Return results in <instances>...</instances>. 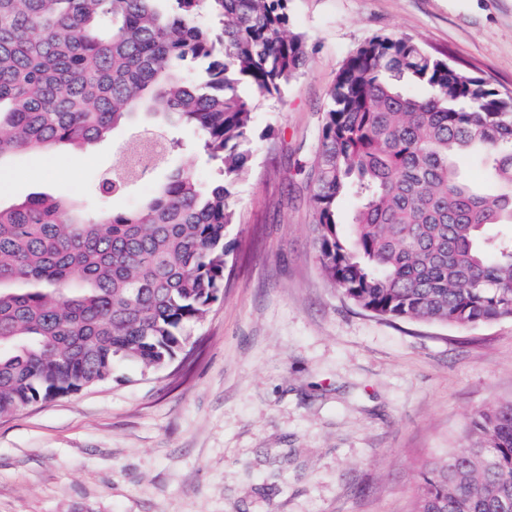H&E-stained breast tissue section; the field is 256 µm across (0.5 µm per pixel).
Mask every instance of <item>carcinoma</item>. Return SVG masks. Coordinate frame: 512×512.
<instances>
[{
  "label": "carcinoma",
  "instance_id": "1",
  "mask_svg": "<svg viewBox=\"0 0 512 512\" xmlns=\"http://www.w3.org/2000/svg\"><path fill=\"white\" fill-rule=\"evenodd\" d=\"M289 2L0 0V162L133 127L140 149L113 176L133 185L151 128L188 125L222 172L204 184L172 168L132 208L0 203V416L110 381L118 358L153 372L187 347L224 288L254 98L281 97L308 61ZM465 154L488 190L462 180ZM308 179L322 271L353 304L456 326L512 319V237L485 236L512 226L511 89L409 36L373 35L336 75ZM415 512H512V399L472 414Z\"/></svg>",
  "mask_w": 512,
  "mask_h": 512
}]
</instances>
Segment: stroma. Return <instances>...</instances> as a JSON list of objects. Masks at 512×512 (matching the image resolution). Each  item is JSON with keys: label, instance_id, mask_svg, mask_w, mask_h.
Masks as SVG:
<instances>
[{"label": "stroma", "instance_id": "obj_1", "mask_svg": "<svg viewBox=\"0 0 512 512\" xmlns=\"http://www.w3.org/2000/svg\"><path fill=\"white\" fill-rule=\"evenodd\" d=\"M310 59L253 112L232 187V273L190 355L0 418V512H414L424 472L479 408L512 398V320L459 327L389 320L349 301L313 246L307 170L336 73L375 34L512 89V0H291ZM180 140L172 167L216 165ZM0 162V200L36 192L127 207L150 181L105 192L128 143Z\"/></svg>", "mask_w": 512, "mask_h": 512}]
</instances>
